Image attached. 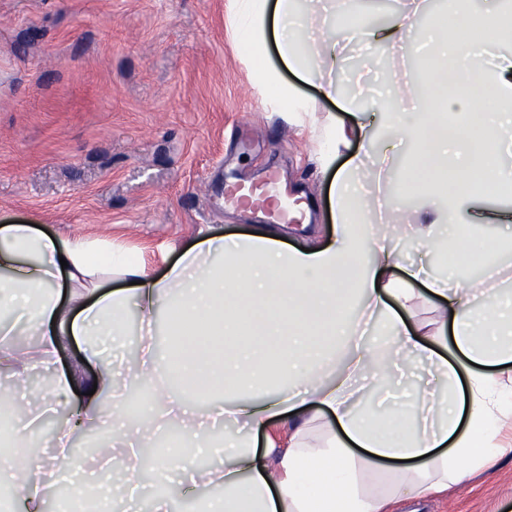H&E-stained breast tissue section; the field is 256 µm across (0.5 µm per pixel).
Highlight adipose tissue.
I'll list each match as a JSON object with an SVG mask.
<instances>
[{
  "label": "adipose tissue",
  "instance_id": "adipose-tissue-1",
  "mask_svg": "<svg viewBox=\"0 0 512 512\" xmlns=\"http://www.w3.org/2000/svg\"><path fill=\"white\" fill-rule=\"evenodd\" d=\"M234 3L257 83L274 89L284 109L300 111L279 81L281 68L305 73L310 53L327 71L336 68V42L322 25L319 0ZM474 29L485 43L504 46L496 65H467ZM272 35L278 67L267 62ZM432 43L430 70L455 64L449 79L465 91L441 102L426 99L427 116L452 108L465 111L468 121L431 135L418 117L401 124L398 135L418 144L412 179L458 186L447 208L418 210L413 226L422 246L450 253L449 274L416 265L399 276L393 234L374 230V204L355 194L350 165L338 168L329 185L336 230L325 245L305 252L265 228L237 238L205 231L159 278L105 239L0 225V371L17 382L40 370L52 375L31 401L0 394V412L9 414L13 437L24 448L43 414L68 413L51 454L0 465V483L16 489L14 507L48 512L41 475L70 470L89 485L106 478L102 512H111L113 499L123 498L138 478L139 443L173 422L187 447L221 448L225 455L206 469L189 456L156 458L153 472L162 483L152 512H173L175 498L197 497L209 486L223 495L200 512H387L392 499L429 497L506 454L499 434L512 423V386L504 382L512 372V293L502 294L488 278L512 273L504 262L512 243H477L464 228L512 224V209L474 203L467 191L479 175L491 191L512 185V165L500 162L512 150V116L495 122L486 112L501 101L512 105V9L458 11ZM462 210L468 225L451 224ZM477 249L483 254L480 279L470 275ZM413 279L440 298L439 319L452 323L456 360L439 352V332L408 326L401 316L416 296ZM165 306L175 315L178 371L160 361L148 340L139 360L117 372L105 349L125 336L128 310L150 323ZM366 316L381 321L380 344L363 340ZM18 329L37 335L31 352L8 345ZM72 338L81 339L84 359L96 368L87 373L76 366L53 376L58 351ZM410 364L419 369L410 412L370 413L363 380ZM126 382L149 384L153 394L133 428L122 422L119 389ZM197 398L208 401L206 415L243 419L246 432L218 436L206 416L188 419L185 403ZM276 421L287 429L286 444L270 440L263 451L253 450V433ZM103 430L110 439L95 473L86 470L73 442L76 434ZM387 460L402 466L389 473L387 485L369 486Z\"/></svg>",
  "mask_w": 512,
  "mask_h": 512
}]
</instances>
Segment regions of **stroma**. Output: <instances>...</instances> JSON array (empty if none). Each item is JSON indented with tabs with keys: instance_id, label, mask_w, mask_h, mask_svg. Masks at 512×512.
<instances>
[{
	"instance_id": "35a3bbf8",
	"label": "stroma",
	"mask_w": 512,
	"mask_h": 512,
	"mask_svg": "<svg viewBox=\"0 0 512 512\" xmlns=\"http://www.w3.org/2000/svg\"><path fill=\"white\" fill-rule=\"evenodd\" d=\"M410 6L335 0L332 14L385 26ZM447 14L448 0H425L402 54L337 29L342 99L323 97L320 59L310 79L281 73L308 106L299 118L273 109L256 85L232 0H0V224L108 237L156 277L203 229L232 236L271 226L293 245L330 235L328 187L360 151L356 116L375 129L364 190L375 192L371 168L387 158L391 176L406 177L414 145L393 140L381 101L397 81H427L433 30ZM331 119L345 134L333 152L320 136ZM272 177L290 203L309 206V221L284 223L263 194L227 203L230 190ZM442 200L425 185L397 198L391 222L402 265L424 255L408 224ZM391 512H512V454Z\"/></svg>"
}]
</instances>
